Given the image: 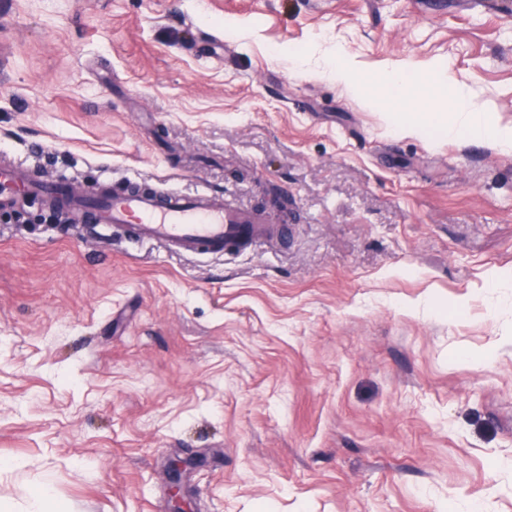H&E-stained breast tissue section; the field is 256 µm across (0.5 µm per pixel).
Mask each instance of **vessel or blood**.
<instances>
[{"instance_id":"vessel-or-blood-1","label":"vessel or blood","mask_w":512,"mask_h":512,"mask_svg":"<svg viewBox=\"0 0 512 512\" xmlns=\"http://www.w3.org/2000/svg\"><path fill=\"white\" fill-rule=\"evenodd\" d=\"M61 201L81 221L101 231L122 228L128 242L161 241L173 251L218 254L233 249L239 239L258 241L267 227L255 212L240 211L209 192L157 196L149 191L119 190L96 203L75 191L68 177H31L20 163L0 167V209L18 203V192Z\"/></svg>"}]
</instances>
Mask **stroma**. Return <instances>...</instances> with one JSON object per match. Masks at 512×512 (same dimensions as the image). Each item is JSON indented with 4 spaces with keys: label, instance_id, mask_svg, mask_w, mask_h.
<instances>
[{
    "label": "stroma",
    "instance_id": "1",
    "mask_svg": "<svg viewBox=\"0 0 512 512\" xmlns=\"http://www.w3.org/2000/svg\"><path fill=\"white\" fill-rule=\"evenodd\" d=\"M434 69L512 129V0H0V158L288 229L0 211V499L170 512L178 455L195 512H512V152L407 130ZM388 81L398 91L403 92L406 96H412L420 86H428L441 93H444L447 89V85L440 80L436 73L418 76L397 72L389 75ZM29 504V512L69 511L68 506L54 496L53 486L48 478H45L39 487L31 493Z\"/></svg>",
    "mask_w": 512,
    "mask_h": 512
}]
</instances>
